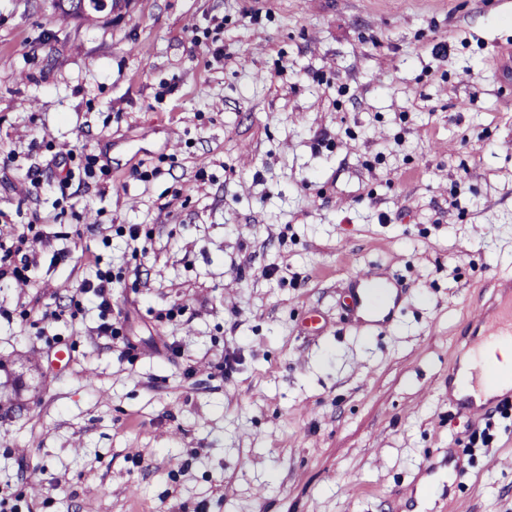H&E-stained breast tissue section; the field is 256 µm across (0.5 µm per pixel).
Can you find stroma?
Returning a JSON list of instances; mask_svg holds the SVG:
<instances>
[{
  "mask_svg": "<svg viewBox=\"0 0 512 512\" xmlns=\"http://www.w3.org/2000/svg\"><path fill=\"white\" fill-rule=\"evenodd\" d=\"M504 46L512 0H0V226L41 233L0 281V512H512V404L448 407L512 278Z\"/></svg>",
  "mask_w": 512,
  "mask_h": 512,
  "instance_id": "stroma-1",
  "label": "stroma"
}]
</instances>
